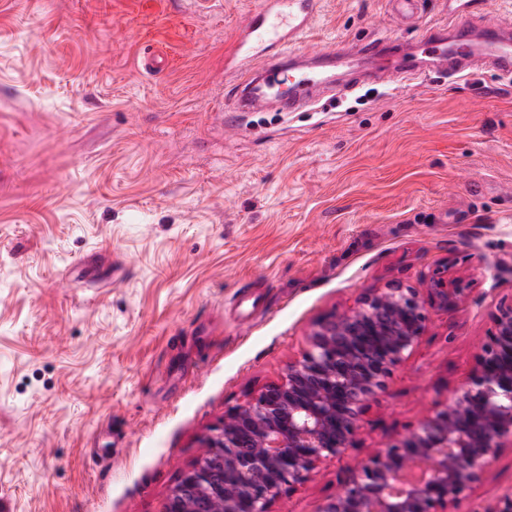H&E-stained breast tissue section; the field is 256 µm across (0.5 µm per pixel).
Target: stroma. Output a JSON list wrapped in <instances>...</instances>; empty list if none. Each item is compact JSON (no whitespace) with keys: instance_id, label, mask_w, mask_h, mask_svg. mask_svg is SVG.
<instances>
[{"instance_id":"obj_1","label":"stroma","mask_w":512,"mask_h":512,"mask_svg":"<svg viewBox=\"0 0 512 512\" xmlns=\"http://www.w3.org/2000/svg\"><path fill=\"white\" fill-rule=\"evenodd\" d=\"M261 3L0 0V512H162L318 321L447 264L466 295L271 506L317 512L468 382L512 299V78L367 82L233 128L224 50ZM419 33L322 0L308 46ZM511 492L508 448L454 512Z\"/></svg>"}]
</instances>
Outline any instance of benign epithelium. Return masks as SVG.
Returning <instances> with one entry per match:
<instances>
[{"mask_svg":"<svg viewBox=\"0 0 512 512\" xmlns=\"http://www.w3.org/2000/svg\"><path fill=\"white\" fill-rule=\"evenodd\" d=\"M390 282L316 323L285 375L224 415L204 454L182 471L163 512H270L286 489L307 482L318 462L353 447L370 404L415 351L427 306L448 310L467 288L437 266L426 288ZM469 383L408 435L348 471L318 512H450L512 447V301L495 306ZM234 476L215 487L212 463Z\"/></svg>","mask_w":512,"mask_h":512,"instance_id":"obj_1","label":"benign epithelium"}]
</instances>
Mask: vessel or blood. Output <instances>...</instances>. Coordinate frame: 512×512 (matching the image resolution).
<instances>
[{
  "instance_id": "obj_1",
  "label": "vessel or blood",
  "mask_w": 512,
  "mask_h": 512,
  "mask_svg": "<svg viewBox=\"0 0 512 512\" xmlns=\"http://www.w3.org/2000/svg\"><path fill=\"white\" fill-rule=\"evenodd\" d=\"M322 0H265L238 33L224 57V71L231 80L224 87V102L234 117L257 108L265 93L281 84L292 87L279 97L283 112L297 111L302 102L297 93L301 83L295 71L312 65L318 76L309 77L311 94L321 91H349L346 83H336L333 70L345 67L352 74L371 73L379 79L434 73L456 77L475 64L496 75L512 77V19L481 20L480 0H454L448 23L425 26L417 45L423 56L420 64H410L406 42L377 39L357 45H337L314 53L298 45L320 11Z\"/></svg>"
}]
</instances>
